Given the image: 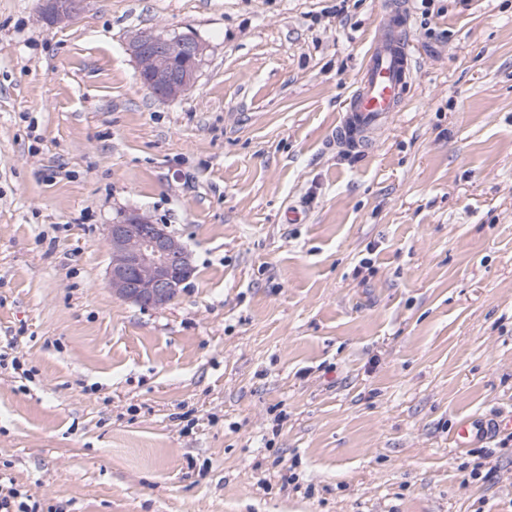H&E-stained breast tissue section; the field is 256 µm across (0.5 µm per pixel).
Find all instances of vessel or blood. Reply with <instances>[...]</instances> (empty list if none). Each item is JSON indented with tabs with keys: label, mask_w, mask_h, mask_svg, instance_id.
I'll return each mask as SVG.
<instances>
[{
	"label": "vessel or blood",
	"mask_w": 512,
	"mask_h": 512,
	"mask_svg": "<svg viewBox=\"0 0 512 512\" xmlns=\"http://www.w3.org/2000/svg\"><path fill=\"white\" fill-rule=\"evenodd\" d=\"M416 56L411 49L406 0H389L367 51L357 88L336 127L344 147L371 143L401 111L414 82ZM489 423L464 419L452 436L454 447H467L487 434Z\"/></svg>",
	"instance_id": "b4317fda"
}]
</instances>
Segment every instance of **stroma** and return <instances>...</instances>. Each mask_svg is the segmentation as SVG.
Returning a JSON list of instances; mask_svg holds the SVG:
<instances>
[{"label":"stroma","mask_w":512,"mask_h":512,"mask_svg":"<svg viewBox=\"0 0 512 512\" xmlns=\"http://www.w3.org/2000/svg\"><path fill=\"white\" fill-rule=\"evenodd\" d=\"M380 2L0 0V470L44 512H512V440L449 442L512 413V0H411L344 152ZM140 31L207 44L182 99ZM128 209L192 255L168 309L108 286ZM39 17L49 26L70 23L85 9L86 0H40ZM403 1L385 6L357 88L336 127V136L345 148L371 143L396 112H401L414 82L416 56L411 49L409 7ZM503 423L508 429L512 430V417L501 424L498 422L486 423L482 420L470 418L464 419L452 436V444L455 448H466L478 436L482 437L484 434H488L490 430H495L496 427L500 429Z\"/></svg>","instance_id":"stroma-1"}]
</instances>
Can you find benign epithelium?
Wrapping results in <instances>:
<instances>
[{
	"label": "benign epithelium",
	"instance_id": "benign-epithelium-1",
	"mask_svg": "<svg viewBox=\"0 0 512 512\" xmlns=\"http://www.w3.org/2000/svg\"><path fill=\"white\" fill-rule=\"evenodd\" d=\"M86 0H40L39 17L49 26L70 23L85 9ZM139 82L157 99H181L196 82L207 45L194 35L144 31L129 41ZM109 282L118 298L143 309L172 304L194 266L185 244L165 224L131 210L107 225Z\"/></svg>",
	"mask_w": 512,
	"mask_h": 512
}]
</instances>
